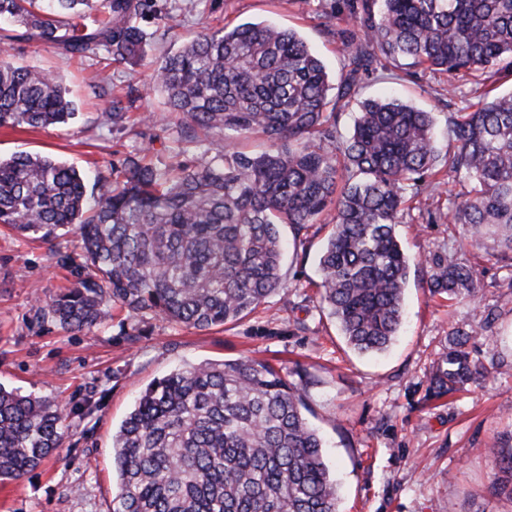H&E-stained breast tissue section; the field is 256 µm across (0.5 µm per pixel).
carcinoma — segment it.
<instances>
[{
  "label": "carcinoma",
  "instance_id": "carcinoma-1",
  "mask_svg": "<svg viewBox=\"0 0 512 512\" xmlns=\"http://www.w3.org/2000/svg\"><path fill=\"white\" fill-rule=\"evenodd\" d=\"M153 0H0L5 40L49 43L64 55L135 65ZM348 59L338 86L298 31L265 22L205 27L165 55L152 87L203 146L197 161L160 170L132 156L96 196L75 166L19 152L0 159V226L51 242L75 231L78 281L36 310L64 331L100 327L112 306L136 317L210 330L247 317L285 291L280 226L294 234L332 214L319 259L320 303L359 353L385 350L403 319L411 259L396 233L408 202L434 197L445 178L472 184L432 223L465 227V240L512 254V95H479L448 115L444 162L432 113L394 97L342 109L378 71L402 61L448 75H512V0H336ZM76 118L55 76L0 49V128H46ZM433 295L479 302L469 262H425ZM448 339L429 378L436 396L483 373L469 343ZM304 393L270 363L203 362L150 383L112 434L119 473L114 512H339L338 483ZM71 436L55 399L0 385V481L18 480ZM490 488L512 499V446L485 448Z\"/></svg>",
  "mask_w": 512,
  "mask_h": 512
}]
</instances>
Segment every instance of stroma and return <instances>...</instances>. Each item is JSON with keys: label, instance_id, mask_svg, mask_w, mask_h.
<instances>
[{"label": "stroma", "instance_id": "obj_1", "mask_svg": "<svg viewBox=\"0 0 512 512\" xmlns=\"http://www.w3.org/2000/svg\"><path fill=\"white\" fill-rule=\"evenodd\" d=\"M166 18L147 19L138 65L103 66L94 57L68 58L46 43H8L13 60L51 70L78 106L72 124L47 128H0V156L48 155L73 164L100 189L123 159L146 149L160 168L193 163L179 153L180 122L166 110L149 75L177 40L224 21H266L296 29L339 81L348 61L337 49L335 0H156ZM396 90L405 101L433 112L436 145L448 152V115L462 107L445 75L419 74L390 85L370 80L362 97ZM120 96L130 120L116 128L102 113ZM435 200L410 201L397 227L412 258L404 291V323L384 352L361 356L319 307L318 258L330 233L325 223L300 237L283 228L286 292L256 312L221 328L200 331L118 312L105 327L81 333L61 330L36 316L77 279L75 234L45 243L0 232V384L22 393L90 407L69 415L73 430L65 449L33 474L0 485V512H114L117 472L112 458L116 431L141 391L153 380L204 361L256 360L280 368L304 391L306 416L322 435L329 466L339 482L340 512H512V501L492 495L494 463L485 448L512 441V264L482 250L468 258L480 270V301L449 302L430 294L424 259L456 254L445 223L429 224L421 212ZM479 321L470 344L490 365L485 380L435 397L433 365L454 327Z\"/></svg>", "mask_w": 512, "mask_h": 512}]
</instances>
